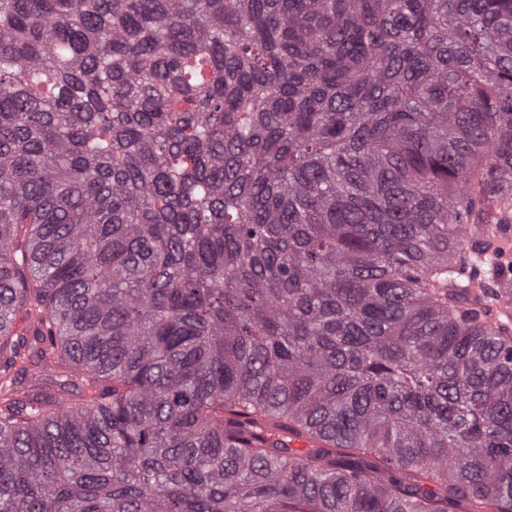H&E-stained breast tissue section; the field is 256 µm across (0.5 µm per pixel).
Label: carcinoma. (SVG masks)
I'll return each instance as SVG.
<instances>
[{
	"label": "carcinoma",
	"mask_w": 512,
	"mask_h": 512,
	"mask_svg": "<svg viewBox=\"0 0 512 512\" xmlns=\"http://www.w3.org/2000/svg\"><path fill=\"white\" fill-rule=\"evenodd\" d=\"M510 215L512 0H0V512H512Z\"/></svg>",
	"instance_id": "obj_1"
}]
</instances>
